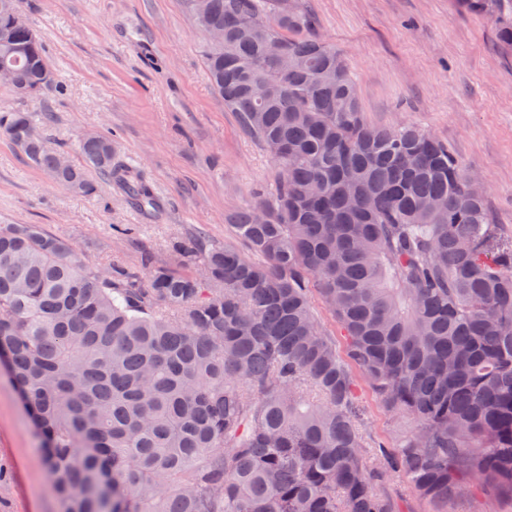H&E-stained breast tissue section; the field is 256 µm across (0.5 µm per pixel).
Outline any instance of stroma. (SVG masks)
<instances>
[{
	"label": "stroma",
	"mask_w": 512,
	"mask_h": 512,
	"mask_svg": "<svg viewBox=\"0 0 512 512\" xmlns=\"http://www.w3.org/2000/svg\"><path fill=\"white\" fill-rule=\"evenodd\" d=\"M349 62L363 116L375 127L414 123L448 143L481 178L502 239H512V53L492 21L458 0H287ZM57 86L18 100L0 82V113L45 115L42 132L70 162L89 133L111 138L115 163L157 201L140 205L105 174L74 193L30 164L0 133V224H40L71 242L85 262L142 273V259L176 260L180 239L232 242L231 223L276 182L267 149L213 92L209 38L187 0H24ZM359 424L370 442H393L398 418L365 381ZM0 512H59L40 438L9 373L0 367Z\"/></svg>",
	"instance_id": "35a3bbf8"
}]
</instances>
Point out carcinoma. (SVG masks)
I'll return each instance as SVG.
<instances>
[{"mask_svg": "<svg viewBox=\"0 0 512 512\" xmlns=\"http://www.w3.org/2000/svg\"><path fill=\"white\" fill-rule=\"evenodd\" d=\"M512 52V0H464ZM23 0L0 8V65L35 98L53 87ZM224 30L206 65L224 106L280 176L232 225L245 246L194 240L146 279L82 262L40 224H0V360L37 431L61 512H400L394 474L434 506L512 494V242L448 145L369 126L343 56L285 0H204ZM288 54L282 65L270 42ZM0 130L50 178L88 195L112 141L84 164ZM348 340L325 332L313 295ZM414 427L371 444L357 384Z\"/></svg>", "mask_w": 512, "mask_h": 512, "instance_id": "carcinoma-1", "label": "carcinoma"}]
</instances>
